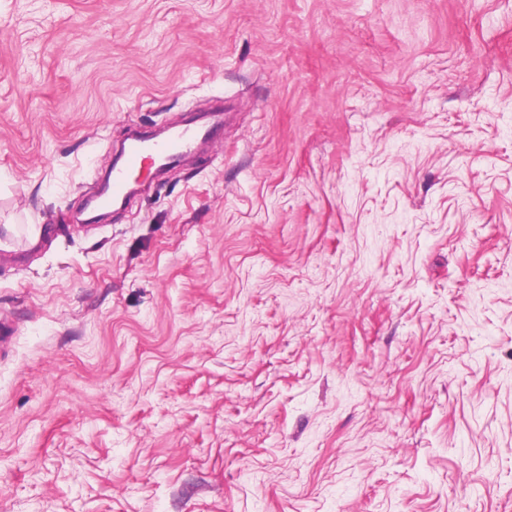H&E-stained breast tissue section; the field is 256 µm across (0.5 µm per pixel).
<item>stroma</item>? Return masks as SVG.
Listing matches in <instances>:
<instances>
[{
  "label": "stroma",
  "instance_id": "obj_1",
  "mask_svg": "<svg viewBox=\"0 0 512 512\" xmlns=\"http://www.w3.org/2000/svg\"><path fill=\"white\" fill-rule=\"evenodd\" d=\"M2 319L0 512H512V0H0ZM220 123L181 128L160 141L145 137L131 138L123 146L125 161L112 167V197L125 193L134 173L148 174L154 164L167 167L181 156L198 151L213 138L214 125Z\"/></svg>",
  "mask_w": 512,
  "mask_h": 512
}]
</instances>
